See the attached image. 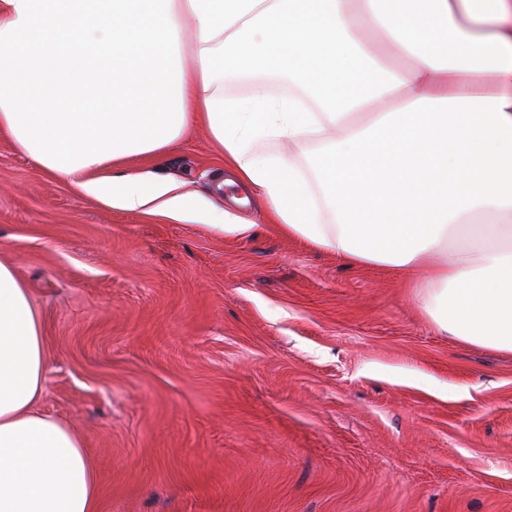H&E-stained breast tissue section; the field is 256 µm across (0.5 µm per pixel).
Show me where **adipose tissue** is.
Here are the masks:
<instances>
[{
  "instance_id": "ef3b65f1",
  "label": "adipose tissue",
  "mask_w": 512,
  "mask_h": 512,
  "mask_svg": "<svg viewBox=\"0 0 512 512\" xmlns=\"http://www.w3.org/2000/svg\"><path fill=\"white\" fill-rule=\"evenodd\" d=\"M228 74L252 81L228 96ZM284 78L310 107L271 96ZM195 125L284 230L392 267L440 332L512 352V0H0V130L37 168L114 209L240 229L174 179L102 173ZM312 139L304 168L257 148ZM46 370L0 262V512H101L88 449L36 408Z\"/></svg>"
}]
</instances>
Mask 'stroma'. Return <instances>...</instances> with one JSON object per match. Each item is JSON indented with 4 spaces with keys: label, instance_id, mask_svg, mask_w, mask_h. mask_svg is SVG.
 <instances>
[{
    "label": "stroma",
    "instance_id": "obj_1",
    "mask_svg": "<svg viewBox=\"0 0 512 512\" xmlns=\"http://www.w3.org/2000/svg\"><path fill=\"white\" fill-rule=\"evenodd\" d=\"M187 180L244 229L126 212L0 132V261L39 314L40 411L102 512H512V353L437 331L391 268L239 203L204 127L121 174Z\"/></svg>",
    "mask_w": 512,
    "mask_h": 512
}]
</instances>
